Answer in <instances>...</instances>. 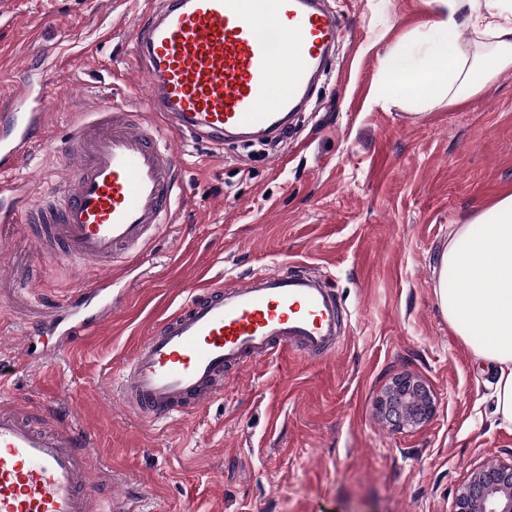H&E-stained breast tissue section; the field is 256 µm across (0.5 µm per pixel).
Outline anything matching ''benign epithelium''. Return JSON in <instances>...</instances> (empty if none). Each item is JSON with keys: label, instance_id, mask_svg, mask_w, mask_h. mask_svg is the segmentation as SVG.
<instances>
[{"label": "benign epithelium", "instance_id": "benign-epithelium-1", "mask_svg": "<svg viewBox=\"0 0 512 512\" xmlns=\"http://www.w3.org/2000/svg\"><path fill=\"white\" fill-rule=\"evenodd\" d=\"M433 407L425 383L408 376L395 379L380 400L384 415L401 428L421 426ZM455 512H512V463L491 462L473 471L458 491Z\"/></svg>", "mask_w": 512, "mask_h": 512}]
</instances>
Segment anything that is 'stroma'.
Instances as JSON below:
<instances>
[{
	"label": "stroma",
	"instance_id": "35a3bbf8",
	"mask_svg": "<svg viewBox=\"0 0 512 512\" xmlns=\"http://www.w3.org/2000/svg\"><path fill=\"white\" fill-rule=\"evenodd\" d=\"M0 16V103L27 66L58 105L16 176L56 182L73 127L98 105L142 110L147 80L130 32L143 0H12ZM343 30L313 111L270 154L177 134L181 193L140 256L117 263L115 318L37 365L20 351L48 305L88 287L91 268L43 260L23 229L0 257V400L79 413L101 436L97 468L120 476L134 512H454L490 460L512 462V425L491 416L489 371L434 293L455 225L512 188V69L453 105L390 92L388 51L426 43L429 0H329ZM291 263L325 276L348 313L335 358L284 351L241 368L204 406L151 424L113 395L136 343L190 297ZM434 400L419 428L379 401L396 378Z\"/></svg>",
	"mask_w": 512,
	"mask_h": 512
}]
</instances>
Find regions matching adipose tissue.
Instances as JSON below:
<instances>
[{
	"instance_id": "1",
	"label": "adipose tissue",
	"mask_w": 512,
	"mask_h": 512,
	"mask_svg": "<svg viewBox=\"0 0 512 512\" xmlns=\"http://www.w3.org/2000/svg\"><path fill=\"white\" fill-rule=\"evenodd\" d=\"M442 18L429 21L431 52L407 42L386 55L391 90L427 106L456 103L483 91L492 77L512 68V10L486 0H438ZM471 27L489 40L487 52L470 53L458 38ZM443 316L481 365L495 374L494 418L512 425V191L455 227L439 258L434 288Z\"/></svg>"
}]
</instances>
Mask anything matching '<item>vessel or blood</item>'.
<instances>
[{
	"label": "vessel or blood",
	"instance_id": "1",
	"mask_svg": "<svg viewBox=\"0 0 512 512\" xmlns=\"http://www.w3.org/2000/svg\"><path fill=\"white\" fill-rule=\"evenodd\" d=\"M341 37L323 0H154L134 47L149 78L147 107L161 124L102 105L74 129L61 178L34 197L12 173L54 102L44 92L48 75L23 82L16 106L0 113V230L25 224L42 256L104 270L25 336L24 352L48 361L116 314L112 266L156 239L176 200L180 159L161 129L217 143L284 138ZM345 317L327 280L284 265L201 285L136 346L116 390L142 420L165 423L275 352L329 359ZM43 334L56 341L39 351ZM89 440L84 427L1 402L0 512H131L126 498L95 495L104 475Z\"/></svg>",
	"mask_w": 512,
	"mask_h": 512
}]
</instances>
